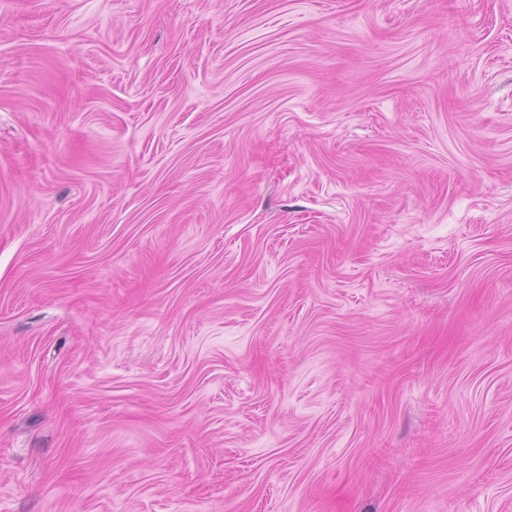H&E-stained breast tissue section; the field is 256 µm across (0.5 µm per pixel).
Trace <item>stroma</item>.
I'll return each mask as SVG.
<instances>
[{
	"instance_id": "obj_1",
	"label": "stroma",
	"mask_w": 512,
	"mask_h": 512,
	"mask_svg": "<svg viewBox=\"0 0 512 512\" xmlns=\"http://www.w3.org/2000/svg\"><path fill=\"white\" fill-rule=\"evenodd\" d=\"M0 512H512V0H0Z\"/></svg>"
}]
</instances>
